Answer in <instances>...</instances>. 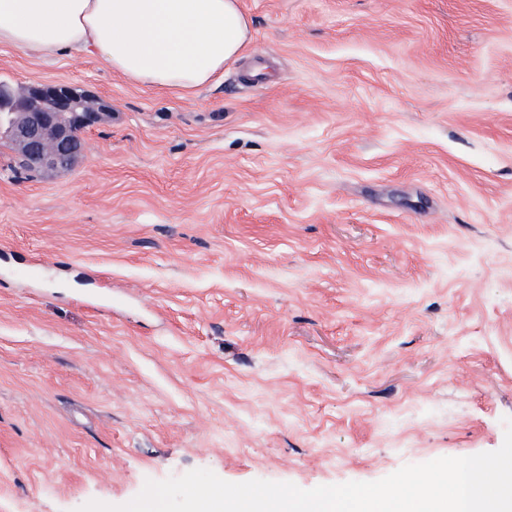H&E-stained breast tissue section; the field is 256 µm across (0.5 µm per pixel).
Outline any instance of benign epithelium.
Segmentation results:
<instances>
[{"mask_svg":"<svg viewBox=\"0 0 512 512\" xmlns=\"http://www.w3.org/2000/svg\"><path fill=\"white\" fill-rule=\"evenodd\" d=\"M111 113L107 100L71 86L37 83L17 92L0 83V137L37 172L71 169L84 150L80 132Z\"/></svg>","mask_w":512,"mask_h":512,"instance_id":"benign-epithelium-1","label":"benign epithelium"}]
</instances>
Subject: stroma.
<instances>
[{
    "instance_id": "obj_1",
    "label": "stroma",
    "mask_w": 512,
    "mask_h": 512,
    "mask_svg": "<svg viewBox=\"0 0 512 512\" xmlns=\"http://www.w3.org/2000/svg\"><path fill=\"white\" fill-rule=\"evenodd\" d=\"M239 2L191 93L0 45V80L112 105L69 171L0 143V512L503 443L512 0Z\"/></svg>"
}]
</instances>
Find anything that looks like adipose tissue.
<instances>
[{
  "mask_svg": "<svg viewBox=\"0 0 512 512\" xmlns=\"http://www.w3.org/2000/svg\"><path fill=\"white\" fill-rule=\"evenodd\" d=\"M249 41L239 0H0V45L94 55L157 89L222 78Z\"/></svg>",
  "mask_w": 512,
  "mask_h": 512,
  "instance_id": "adipose-tissue-1",
  "label": "adipose tissue"
}]
</instances>
